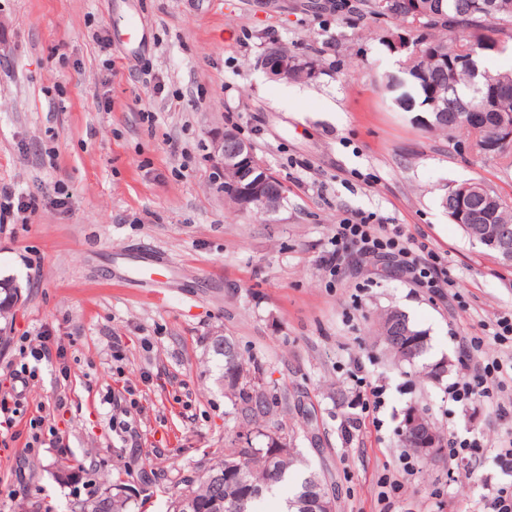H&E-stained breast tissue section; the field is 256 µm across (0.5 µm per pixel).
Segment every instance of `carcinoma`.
<instances>
[{"instance_id":"1","label":"carcinoma","mask_w":512,"mask_h":512,"mask_svg":"<svg viewBox=\"0 0 512 512\" xmlns=\"http://www.w3.org/2000/svg\"><path fill=\"white\" fill-rule=\"evenodd\" d=\"M423 15L419 24L423 31L413 42L415 58L404 63L399 75H386L382 85L392 105L399 112H420L418 126L428 132H446L448 136L464 132L475 135L474 129L460 118L462 105L471 102V95L461 93L469 87L471 71L453 69L448 61L458 56L462 47L472 55L473 68L491 53L485 43L504 36L512 42V9L492 8L486 13L467 10L468 0H419ZM363 12L374 20L390 19L413 22L404 9L403 0H362ZM481 68V67H479ZM483 82L511 80L512 73L481 68ZM512 113V91L501 93L488 112L479 115L482 132H494L497 113ZM477 224L512 225V202L495 191L487 199L475 203ZM18 298L12 282L0 281V318L8 317ZM396 321L404 334L408 349H398L386 334L388 324ZM380 335L391 353L413 365L426 351V338L409 323L399 310L385 313L379 322ZM212 352L224 366V386L232 397L235 414L241 424L255 430L254 436L238 435L224 459L210 466L203 474L187 481L181 494L171 500L166 512H182L183 498L192 497L196 512H256L255 504L278 483L295 473L296 493L288 500V512H308L310 503L327 486L325 475L316 470H303L291 452L283 453L276 464H267V457L279 444H288V435L278 430L265 431L263 423L270 413L265 391L259 379L250 372L233 339L215 336ZM80 512H121L117 495L108 496L93 508L81 506Z\"/></svg>"}]
</instances>
